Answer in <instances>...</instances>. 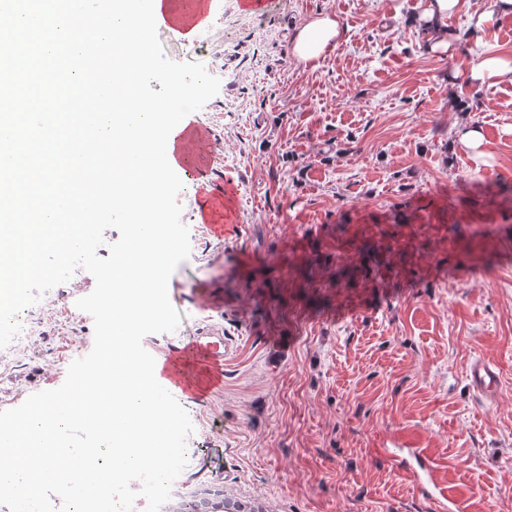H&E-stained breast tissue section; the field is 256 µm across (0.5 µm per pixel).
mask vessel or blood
<instances>
[{
	"label": "vessel or blood",
	"instance_id": "1",
	"mask_svg": "<svg viewBox=\"0 0 512 512\" xmlns=\"http://www.w3.org/2000/svg\"><path fill=\"white\" fill-rule=\"evenodd\" d=\"M213 0H154V14L159 29L179 37L182 42L194 38L195 29L211 14ZM210 140L208 131L185 117L168 140L166 154L174 171L191 175L200 187L208 185L210 157L205 147ZM224 202L223 195L207 193L199 210L202 223L211 233L223 237L224 227L215 216ZM227 346L224 329L220 326L201 328L190 347L172 346L167 354L156 358L155 374L164 386H174L196 396L224 381V359ZM473 387L484 397L495 398L501 387L499 372L487 362L474 361L469 370Z\"/></svg>",
	"mask_w": 512,
	"mask_h": 512
}]
</instances>
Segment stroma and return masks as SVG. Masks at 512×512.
<instances>
[{
    "mask_svg": "<svg viewBox=\"0 0 512 512\" xmlns=\"http://www.w3.org/2000/svg\"><path fill=\"white\" fill-rule=\"evenodd\" d=\"M426 2L217 0L196 42L159 36L170 60L222 67L211 177L235 188L223 237L171 276L180 325L143 340L160 355L224 328L223 387L174 394L199 419L180 502L231 490L276 512H437L455 490L469 512H512V82L472 76L512 60V15L476 37V0L434 51L410 24ZM325 16L336 48L295 57ZM77 352L46 326L0 392L25 401ZM478 359L500 371L495 399L469 382ZM339 37V25L335 19L318 18L300 30L292 53L304 61L317 60L337 45Z\"/></svg>",
    "mask_w": 512,
    "mask_h": 512,
    "instance_id": "35a3bbf8",
    "label": "stroma"
}]
</instances>
